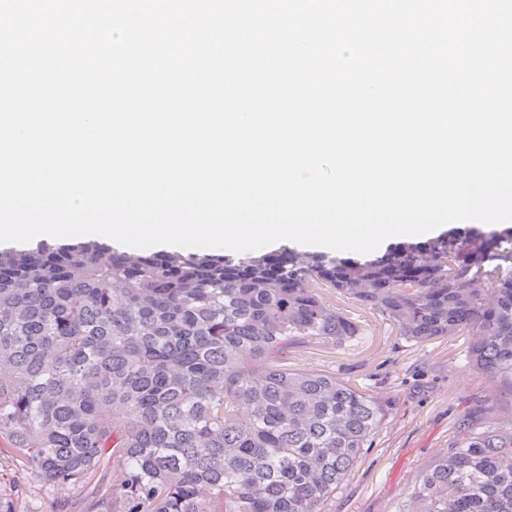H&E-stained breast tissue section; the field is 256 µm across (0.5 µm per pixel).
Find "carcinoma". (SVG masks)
Returning <instances> with one entry per match:
<instances>
[{
	"mask_svg": "<svg viewBox=\"0 0 512 512\" xmlns=\"http://www.w3.org/2000/svg\"><path fill=\"white\" fill-rule=\"evenodd\" d=\"M332 288L408 342L470 336L512 385V228L452 229L368 260L0 248V468L31 466L53 512H325L387 415L288 350L360 326ZM0 484V512H38ZM397 512H512V417H469Z\"/></svg>",
	"mask_w": 512,
	"mask_h": 512,
	"instance_id": "carcinoma-1",
	"label": "carcinoma"
}]
</instances>
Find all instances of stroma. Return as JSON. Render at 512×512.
<instances>
[{"instance_id": "obj_1", "label": "stroma", "mask_w": 512, "mask_h": 512, "mask_svg": "<svg viewBox=\"0 0 512 512\" xmlns=\"http://www.w3.org/2000/svg\"><path fill=\"white\" fill-rule=\"evenodd\" d=\"M322 300L362 328L345 346H299L288 366L331 374L388 405L385 420L326 512H396L407 488L448 448L468 416L512 415V387L475 368L466 336L405 341L369 309L320 289Z\"/></svg>"}]
</instances>
